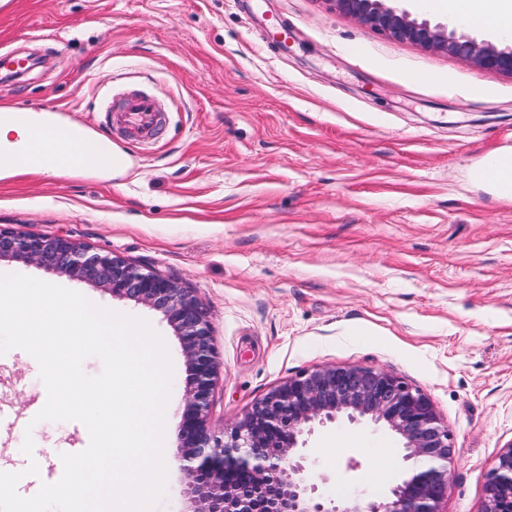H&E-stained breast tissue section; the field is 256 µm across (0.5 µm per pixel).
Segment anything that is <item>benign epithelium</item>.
<instances>
[{
    "label": "benign epithelium",
    "mask_w": 512,
    "mask_h": 512,
    "mask_svg": "<svg viewBox=\"0 0 512 512\" xmlns=\"http://www.w3.org/2000/svg\"><path fill=\"white\" fill-rule=\"evenodd\" d=\"M332 2L394 39L512 76L511 47L419 22L385 0ZM3 260L66 274L164 315L183 349L184 408L172 459L184 477L189 512H443L454 436L429 396L394 373L362 365L303 371L271 388L217 436L209 420L218 361L206 313L189 290L64 236L0 227ZM339 419L381 424L402 442L406 466L384 494L360 484L330 492L318 462L303 453V436ZM481 512H512V442L487 474Z\"/></svg>",
    "instance_id": "7a95c632"
}]
</instances>
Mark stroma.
<instances>
[{
    "mask_svg": "<svg viewBox=\"0 0 512 512\" xmlns=\"http://www.w3.org/2000/svg\"><path fill=\"white\" fill-rule=\"evenodd\" d=\"M1 52L39 63L19 79L0 71V107L54 111L124 163L0 176V226L67 236L189 288L220 363L215 432L304 370L393 372L454 435L444 512H480L512 442V193L473 172L512 153L511 76L389 38L327 0H6ZM133 93L164 117L153 143L124 137L102 106ZM0 273L148 320L175 366V448L185 374L163 315L31 263ZM46 397L31 355H0V471L21 473L24 497L89 443L80 422H35ZM306 452L331 483L376 491L391 481L377 460L403 455L384 427L345 421L316 429Z\"/></svg>",
    "mask_w": 512,
    "mask_h": 512,
    "instance_id": "stroma-1",
    "label": "stroma"
}]
</instances>
